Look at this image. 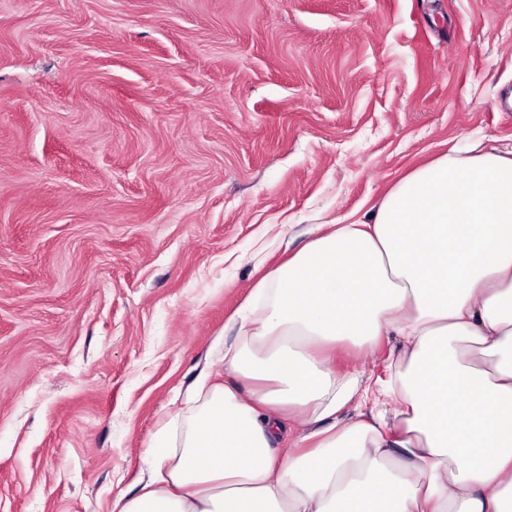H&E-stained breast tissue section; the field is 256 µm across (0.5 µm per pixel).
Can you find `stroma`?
Wrapping results in <instances>:
<instances>
[{
  "label": "stroma",
  "mask_w": 512,
  "mask_h": 512,
  "mask_svg": "<svg viewBox=\"0 0 512 512\" xmlns=\"http://www.w3.org/2000/svg\"><path fill=\"white\" fill-rule=\"evenodd\" d=\"M508 94L512 0H0V512H113L254 283Z\"/></svg>",
  "instance_id": "35a3bbf8"
}]
</instances>
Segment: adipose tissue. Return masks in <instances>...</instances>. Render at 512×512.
I'll return each instance as SVG.
<instances>
[{
    "label": "adipose tissue",
    "mask_w": 512,
    "mask_h": 512,
    "mask_svg": "<svg viewBox=\"0 0 512 512\" xmlns=\"http://www.w3.org/2000/svg\"><path fill=\"white\" fill-rule=\"evenodd\" d=\"M384 336L386 380L325 353ZM146 454L117 512H512V148L449 149L317 225Z\"/></svg>",
    "instance_id": "adipose-tissue-1"
}]
</instances>
